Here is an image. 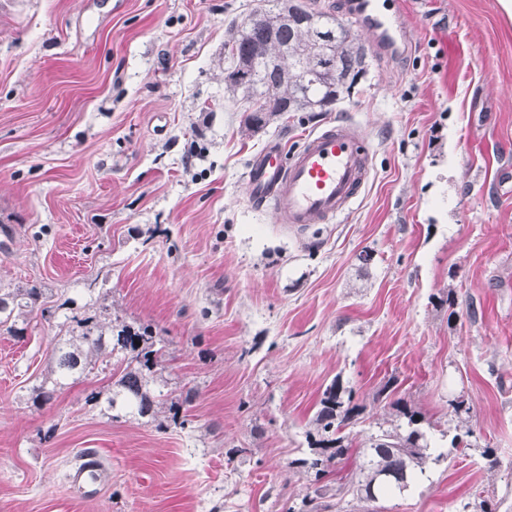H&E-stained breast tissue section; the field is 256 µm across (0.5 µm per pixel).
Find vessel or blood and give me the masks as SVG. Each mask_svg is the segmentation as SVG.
<instances>
[{"label": "vessel or blood", "instance_id": "1", "mask_svg": "<svg viewBox=\"0 0 512 512\" xmlns=\"http://www.w3.org/2000/svg\"><path fill=\"white\" fill-rule=\"evenodd\" d=\"M353 17L371 33L380 54L398 52L405 41L378 0H360ZM371 170L365 136L348 123H334L309 132L294 151L275 143L258 153L247 171L249 198L288 224H328L349 209Z\"/></svg>", "mask_w": 512, "mask_h": 512}]
</instances>
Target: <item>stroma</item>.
Here are the masks:
<instances>
[{
    "label": "stroma",
    "mask_w": 512,
    "mask_h": 512,
    "mask_svg": "<svg viewBox=\"0 0 512 512\" xmlns=\"http://www.w3.org/2000/svg\"><path fill=\"white\" fill-rule=\"evenodd\" d=\"M268 7L0 0V290L42 292L0 324V512H295L354 468L319 481L299 464L336 379L364 407L357 440L396 425L374 399L390 382L437 453L381 512H459L477 491L512 512V13L405 0L407 50L379 55L357 31L349 96L253 132L226 45ZM338 120L372 153L350 210L297 231L253 208L252 157ZM88 311L152 329L166 391L196 393L185 426L106 410V353L37 400ZM83 451L104 464L86 488ZM449 406L452 408V413L458 422L455 427L457 433L452 438V447L460 449L463 453L472 447V444L468 440V438L473 435V430L469 426L471 417L470 407L466 406L464 400H453Z\"/></svg>",
    "instance_id": "1"
}]
</instances>
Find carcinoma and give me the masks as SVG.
<instances>
[{
	"label": "carcinoma",
	"instance_id": "1",
	"mask_svg": "<svg viewBox=\"0 0 512 512\" xmlns=\"http://www.w3.org/2000/svg\"><path fill=\"white\" fill-rule=\"evenodd\" d=\"M302 7L288 0V8L268 10L254 15L239 26L231 40V66L224 81L235 91L255 101L258 108L246 119L251 131L263 128L286 112H330L343 93H351L358 78L364 75L365 54L349 27L324 12H317L308 26L300 27L293 20L294 12ZM324 36L329 44L336 71L317 69L307 78L298 72L309 64L315 45L313 33ZM41 297L35 286L10 292H0V323L8 322L14 312L34 308ZM78 335L67 337L59 347L56 368L59 379L75 373L89 374L97 357L107 352L120 356V365L112 373V393L107 395V409L129 410L140 418H153L163 401L170 402L171 421L179 420L183 406L192 402L193 391L176 396L155 393L150 385L162 372L160 340L148 327L123 325L105 335L103 327L92 315L74 316ZM396 411L406 419L408 431L384 432L370 438L369 446L359 451L361 460L349 480L339 485L336 494L350 492L360 501L376 502L398 491L404 492L426 474L430 454L428 443L420 430V412L396 400ZM457 419V433L452 447L466 451L472 447L470 407L463 400L450 403ZM363 406L355 402L354 392L335 380L325 388L313 419V430L307 433L310 455L297 463L322 477L337 459L352 448L348 428L355 424ZM323 489L317 488L303 500L304 512H327L332 505L324 501Z\"/></svg>",
	"mask_w": 512,
	"mask_h": 512
}]
</instances>
